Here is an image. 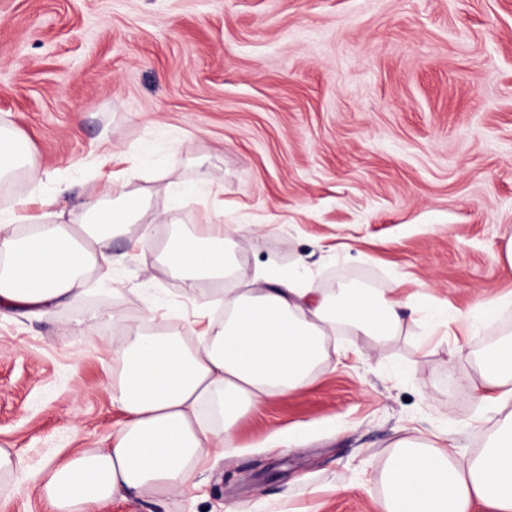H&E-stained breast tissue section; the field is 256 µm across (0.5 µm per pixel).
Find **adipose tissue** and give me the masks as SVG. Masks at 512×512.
I'll use <instances>...</instances> for the list:
<instances>
[{
	"mask_svg": "<svg viewBox=\"0 0 512 512\" xmlns=\"http://www.w3.org/2000/svg\"><path fill=\"white\" fill-rule=\"evenodd\" d=\"M38 173L28 142L0 131V180L19 167ZM55 198L40 200L42 225L18 237V211L0 212V308L49 310L83 299L84 271L113 264V235L128 233L149 213L128 181L109 179L101 200L88 203L82 232L54 223ZM230 226L197 224L175 234L165 248L169 267L187 288L197 280L230 276L224 291L227 320L208 321L191 336L149 333L155 305L143 322L129 324L112 350V404L125 416L108 447L81 451L23 479L38 486L54 512H96L113 498L132 501L183 494L212 461L237 451L239 419L311 386L328 362L337 330L379 343L403 332L405 311L425 291L395 285L336 287L317 292L298 273L241 265L230 249ZM469 382L494 423L491 440L465 454L446 433L403 437L382 471L381 512H512V331L483 347Z\"/></svg>",
	"mask_w": 512,
	"mask_h": 512,
	"instance_id": "adipose-tissue-1",
	"label": "adipose tissue"
}]
</instances>
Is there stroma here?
Listing matches in <instances>:
<instances>
[{"instance_id": "obj_1", "label": "stroma", "mask_w": 512, "mask_h": 512, "mask_svg": "<svg viewBox=\"0 0 512 512\" xmlns=\"http://www.w3.org/2000/svg\"><path fill=\"white\" fill-rule=\"evenodd\" d=\"M0 127L40 172L0 184V210L58 199L66 221L108 176L152 211L171 188L200 191L185 224H231L241 264L323 289L354 276L430 284L462 310L512 293L496 256L512 236V0H0ZM113 238L115 262L86 273L81 302L0 313V448L24 471L108 444L112 347L146 300L163 327L197 330L224 284L187 289L162 259ZM340 334L316 383L239 422L238 452L182 495L104 502L98 512H376L392 443L447 430L466 453L489 432L461 344ZM298 431L289 448L274 434ZM0 472V512H52Z\"/></svg>"}]
</instances>
